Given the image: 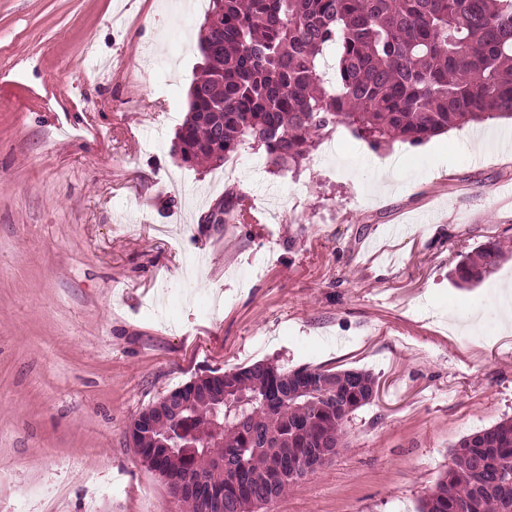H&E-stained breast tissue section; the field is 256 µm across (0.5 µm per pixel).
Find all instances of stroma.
Masks as SVG:
<instances>
[{"label":"stroma","instance_id":"stroma-1","mask_svg":"<svg viewBox=\"0 0 512 512\" xmlns=\"http://www.w3.org/2000/svg\"><path fill=\"white\" fill-rule=\"evenodd\" d=\"M204 10L0 0V512H178L128 431L197 376L363 370L343 447L263 512H417L466 435L512 417V149L373 151L217 182L173 155ZM247 221L203 217L225 193ZM510 246L471 286L452 276ZM506 252V246L496 239L480 245L458 263L455 274L460 286L478 281L495 270Z\"/></svg>","mask_w":512,"mask_h":512}]
</instances>
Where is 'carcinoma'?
Listing matches in <instances>:
<instances>
[{
	"mask_svg": "<svg viewBox=\"0 0 512 512\" xmlns=\"http://www.w3.org/2000/svg\"><path fill=\"white\" fill-rule=\"evenodd\" d=\"M205 64L173 150L219 165L244 144L298 167L344 124L374 150L420 145L466 123L512 119V0H210ZM336 49L335 85L320 76ZM227 193L216 222L241 217ZM496 239L463 257L459 285L493 272ZM362 370L281 371L259 363L200 376L163 412L132 424L141 462L190 512H256L312 475L344 444L350 416L372 401ZM418 512H512V417L462 438L453 466Z\"/></svg>",
	"mask_w": 512,
	"mask_h": 512,
	"instance_id": "cac0c4a2",
	"label": "carcinoma"
}]
</instances>
